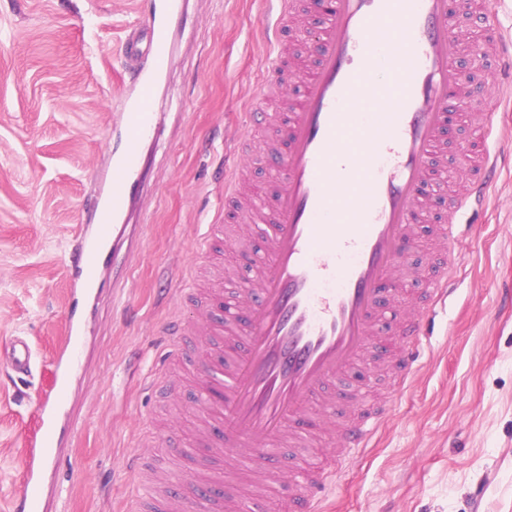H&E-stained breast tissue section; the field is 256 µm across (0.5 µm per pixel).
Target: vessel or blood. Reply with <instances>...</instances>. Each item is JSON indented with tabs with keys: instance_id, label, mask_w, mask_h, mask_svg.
<instances>
[{
	"instance_id": "1",
	"label": "vessel or blood",
	"mask_w": 512,
	"mask_h": 512,
	"mask_svg": "<svg viewBox=\"0 0 512 512\" xmlns=\"http://www.w3.org/2000/svg\"><path fill=\"white\" fill-rule=\"evenodd\" d=\"M266 86L301 85L280 136L240 139L224 156V205L233 223L213 220L205 242L246 245L261 254L243 289L239 314L217 323L177 320L166 333L170 360L184 338L205 355L194 372L202 391L197 439L203 454L188 473H146L136 455L131 512H320L333 477L281 465L280 454H307L333 442L353 462L389 418L393 404L340 412L350 369L369 349L377 372L402 393L431 349L429 323L446 309L456 281L455 248L470 232L462 219L488 199L498 172L497 143L512 138L496 112L473 113L475 138L463 163L447 168L443 149L452 106L512 98V45L502 40L494 12L483 24L488 46L471 47L462 19L470 0H328L306 48L289 63L285 29L299 26L304 0H265ZM180 0H154L148 21L154 65L139 74L125 112L124 144L95 202L97 228L66 266L70 285L63 348L53 361L52 396L39 406L44 429L34 449L42 463L57 457L68 428L64 394L74 374L89 303L104 287L112 262L111 229L141 187L142 147L156 125L154 89L171 54L170 22ZM490 57L496 80H469L463 55ZM238 155L261 161L270 188L252 192ZM431 224L433 262L423 272L407 261L418 228ZM404 306L396 329H383L388 308ZM12 371L32 376L29 339L7 350ZM22 490L9 512H41L45 478L25 465Z\"/></svg>"
}]
</instances>
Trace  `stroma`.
<instances>
[{"instance_id": "35a3bbf8", "label": "stroma", "mask_w": 512, "mask_h": 512, "mask_svg": "<svg viewBox=\"0 0 512 512\" xmlns=\"http://www.w3.org/2000/svg\"><path fill=\"white\" fill-rule=\"evenodd\" d=\"M153 0H0V352L32 342L40 368L18 381L0 356V512L21 488V464L50 392L62 340L64 269L86 207L122 146L124 97L152 64L145 22ZM263 0H182L171 21L172 61L154 92L158 128L145 143L139 195L126 209L117 255L88 315L65 401L71 430L47 474L43 512H128L127 458L154 426L158 466L198 424L187 399L162 403L146 378L169 351L173 316L204 287L203 261L252 271L239 252L199 248L224 206L215 180L235 121L265 83ZM142 51L130 58L126 37ZM501 174L474 217L478 242L461 240L455 292L431 324L432 351L362 458L337 465L323 512H512V141Z\"/></svg>"}]
</instances>
